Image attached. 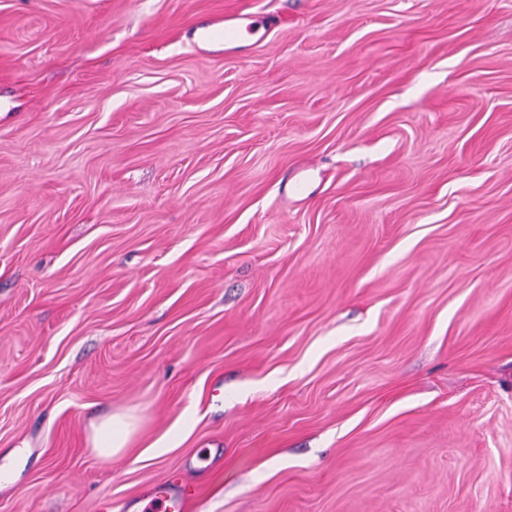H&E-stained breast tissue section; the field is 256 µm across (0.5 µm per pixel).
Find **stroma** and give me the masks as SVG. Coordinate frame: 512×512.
<instances>
[{"instance_id": "stroma-1", "label": "stroma", "mask_w": 512, "mask_h": 512, "mask_svg": "<svg viewBox=\"0 0 512 512\" xmlns=\"http://www.w3.org/2000/svg\"><path fill=\"white\" fill-rule=\"evenodd\" d=\"M255 6L0 0V512H512V0ZM267 16L260 12H237L224 16V23L220 20L202 28L198 33V39L213 41L223 39L224 46L237 44L239 40L256 38L261 41L267 30L264 20ZM264 32L261 34V31ZM131 433V424L124 415L109 414L94 425L93 446L100 457L112 460L127 447ZM197 491L172 479L158 482L150 492L152 512H186L196 498Z\"/></svg>"}]
</instances>
